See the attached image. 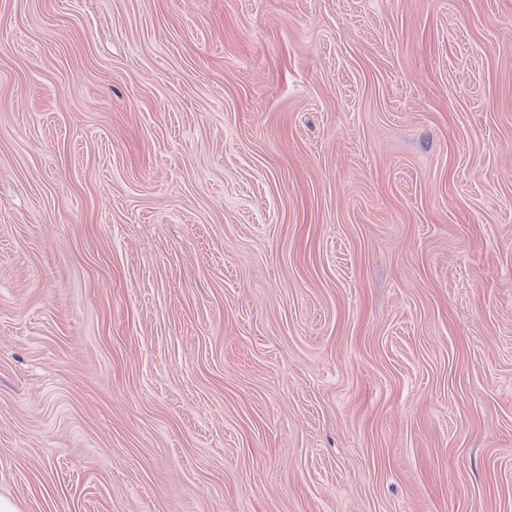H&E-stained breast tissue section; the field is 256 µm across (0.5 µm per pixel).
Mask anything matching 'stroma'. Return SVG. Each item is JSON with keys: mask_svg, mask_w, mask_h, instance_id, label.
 <instances>
[{"mask_svg": "<svg viewBox=\"0 0 512 512\" xmlns=\"http://www.w3.org/2000/svg\"><path fill=\"white\" fill-rule=\"evenodd\" d=\"M0 496L512 512V0H0Z\"/></svg>", "mask_w": 512, "mask_h": 512, "instance_id": "obj_1", "label": "stroma"}]
</instances>
